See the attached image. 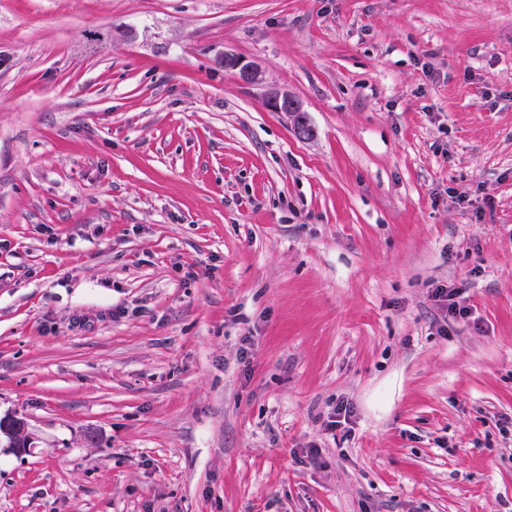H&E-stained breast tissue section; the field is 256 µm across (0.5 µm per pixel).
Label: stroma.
Wrapping results in <instances>:
<instances>
[{
  "mask_svg": "<svg viewBox=\"0 0 512 512\" xmlns=\"http://www.w3.org/2000/svg\"><path fill=\"white\" fill-rule=\"evenodd\" d=\"M15 412L0 512H512V0H0ZM222 63H224V68L238 70L243 82L247 84L259 83L260 73L256 66L244 63L241 58L228 53L222 57ZM267 106L276 112H289L299 116L305 112L301 102L294 96L280 91H270L266 96ZM1 418L3 427L9 431L15 451L18 453L25 452L26 448L29 447L27 420L17 414H7L3 417L1 416Z\"/></svg>",
  "mask_w": 512,
  "mask_h": 512,
  "instance_id": "obj_1",
  "label": "stroma"
}]
</instances>
